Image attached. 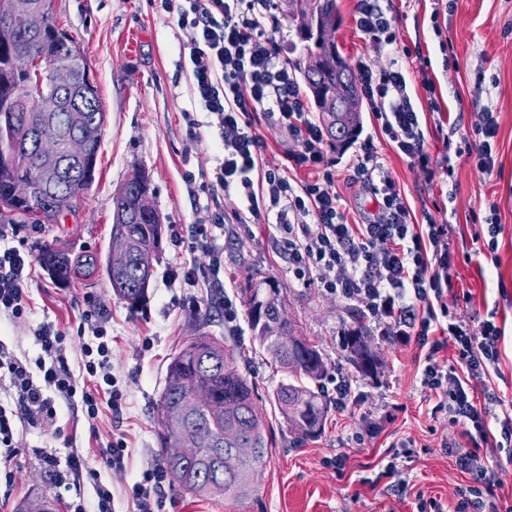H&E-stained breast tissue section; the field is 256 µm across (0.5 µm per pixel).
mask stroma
I'll list each match as a JSON object with an SVG mask.
<instances>
[{
	"instance_id": "stroma-1",
	"label": "stroma",
	"mask_w": 512,
	"mask_h": 512,
	"mask_svg": "<svg viewBox=\"0 0 512 512\" xmlns=\"http://www.w3.org/2000/svg\"><path fill=\"white\" fill-rule=\"evenodd\" d=\"M337 5L342 21L334 40L347 63L361 57L375 65L394 60L408 73L413 104L430 127L433 163L442 161L447 147L464 146L482 108H490L498 122L493 176H482L475 158L463 155L455 159V176L449 181L439 171L424 174L411 168L383 138L372 115L361 114L364 134L373 137L412 210H434L438 221L454 226L450 310L475 330L489 309H498L503 317L498 369L483 384L512 405V0H389L397 28V47L391 52L373 47L356 29L355 0H337ZM54 14L86 58L105 112L104 133L89 190L56 221L22 227L21 237L35 254L49 246L74 260L89 253L107 256L112 201L137 168L149 176L151 202L163 225L192 223L208 192L202 182L187 183L184 174L212 171L217 151L205 126L207 117L192 100L190 73L180 66L184 37L175 20L162 10L160 0H54ZM267 30L281 43L286 59L305 60L288 0H277ZM424 73L433 91L421 86ZM188 112L202 124L201 141L186 136ZM244 206L238 194L224 199L227 224L217 283L195 288L170 283L171 270L189 262L208 266L211 254L201 244L177 248L166 238L153 260L147 298L134 309L115 296L104 274L88 276L79 269L63 285L42 266L33 267L30 313L19 322L1 316L0 341L20 358H35L34 331L50 322L78 347L92 339L91 331L82 328L83 314L97 309L112 338L114 374L128 405L122 416L104 415L93 427L80 409L63 405L60 435L25 431L23 446L9 465L11 479L0 476V512H15L28 498L48 500L56 512H67L71 500H93L88 480L54 488L39 462L41 448L55 449L62 458L74 450L82 453L102 482L111 483L112 512H130L129 486L162 461L156 404L167 364L184 341L200 334L217 337L233 350L240 372L257 393L273 446L247 496L195 498L169 486L158 512H417L424 501L453 512L461 488L482 471L500 479L496 493L502 503L512 505L511 452L491 442L481 447L473 474L455 467L444 442L457 439L459 431L449 427L446 412L435 411V397L420 383L416 344L370 335L369 344L380 359L378 374L358 372L343 349L344 336L355 325L354 307L295 280L267 224L236 223L234 213ZM491 215L501 225L492 259L478 255L474 241ZM264 276L280 281L288 313L303 335L319 343L328 376H348L360 396L345 410L330 409L321 434L303 442L274 403L282 372L251 341L241 290L249 280ZM465 293L470 296L466 302L461 299ZM227 297L238 314L231 325L224 322ZM115 429L125 433L130 450L122 475L111 474L95 454L101 437ZM390 463L406 481L405 490L386 476Z\"/></svg>"
}]
</instances>
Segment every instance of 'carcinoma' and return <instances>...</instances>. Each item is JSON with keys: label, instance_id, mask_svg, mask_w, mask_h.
Wrapping results in <instances>:
<instances>
[{"label": "carcinoma", "instance_id": "obj_1", "mask_svg": "<svg viewBox=\"0 0 512 512\" xmlns=\"http://www.w3.org/2000/svg\"><path fill=\"white\" fill-rule=\"evenodd\" d=\"M292 20L304 49L307 65L300 69L306 89L317 111L327 118L330 143L341 148L360 129L361 105L352 68L339 57L336 43L322 34L334 30L339 18L336 0H291ZM73 41L48 16L41 33L25 30L15 20L10 27L0 25V192L14 180L37 185L41 211L29 202H19L0 212V222L17 219L40 224L53 221L70 209L92 185L73 170L58 185L57 192L38 186L42 163L35 141L42 136L59 140L71 133L88 139L90 153L97 156L105 123L97 87L78 80L63 91L68 102L53 120L30 126L23 112L30 105L28 87L34 71L8 69L4 63L15 55L49 60L57 68L66 66ZM351 108L336 111V103ZM145 174L134 173L113 201L110 245L125 244L128 264L116 271L90 260L94 269L104 268L113 292L133 306L147 292L153 265L142 258L155 255L162 239L163 224L157 210L141 204ZM44 268L56 267V279L67 282L71 274L68 257L51 247L38 254ZM252 339L279 364L286 379L273 394L288 427L303 439L317 437L323 427L328 399L321 381L326 363L320 347L298 331L286 315L281 284L266 278L242 290ZM347 360L365 376L378 373L379 359L371 350L362 325L349 330L344 339ZM158 441L163 448V467L169 483L179 491L199 497L236 498L248 494L265 466L273 442L269 425L256 402L253 387L240 373L233 351L207 336H194L171 358L165 385L157 405Z\"/></svg>", "mask_w": 512, "mask_h": 512}]
</instances>
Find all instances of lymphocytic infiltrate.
<instances>
[{
  "instance_id": "f902f5d3",
  "label": "lymphocytic infiltrate",
  "mask_w": 512,
  "mask_h": 512,
  "mask_svg": "<svg viewBox=\"0 0 512 512\" xmlns=\"http://www.w3.org/2000/svg\"><path fill=\"white\" fill-rule=\"evenodd\" d=\"M175 20L189 49L183 59L191 73V92L204 111L213 143L221 156L206 187L208 199L190 224L172 227L174 244L192 239L212 252L209 269L195 265L171 272L194 287L218 274L224 253V196L236 192L246 201L241 223L276 218L275 245L288 260L294 278L327 295L354 302L360 315L379 335L425 349L421 383L448 412L449 426L459 428L455 447L460 471L473 467L477 452L490 434V421L500 426L501 447H512V410L496 414V394L476 400L473 383L487 376L499 360L503 333L497 310L481 321L480 331L448 308L454 265L452 225L431 213L416 217L401 189L381 162L373 138H364L348 165L346 182L368 191L377 211L362 223H349L336 191V159L325 149L322 128L313 118L299 82L282 57V48L264 25L275 0H161ZM356 25L365 40L380 49L397 42L394 19L380 0H357ZM354 74L359 94L377 125L411 167L429 171L432 157L423 118L407 92L397 62L376 67L357 60ZM276 116L296 144L287 160L292 169L307 168L310 176L294 181L278 170H263L266 143L256 127L262 117ZM497 120L483 109L467 151L477 158L484 176L495 169ZM16 225H0V314L24 320L29 312L28 280L33 258L18 244ZM97 310L85 311L94 343L73 347L66 333L43 323L34 332L40 347L32 361L21 360L0 342V385L13 390L10 405L0 404V458L16 457L25 428L57 433L60 404L81 407L88 424L102 410L121 414L127 397L112 372V351ZM455 346V366L441 364L438 354Z\"/></svg>"
}]
</instances>
